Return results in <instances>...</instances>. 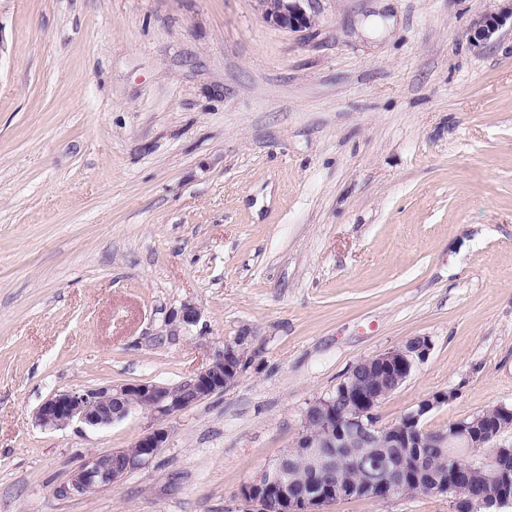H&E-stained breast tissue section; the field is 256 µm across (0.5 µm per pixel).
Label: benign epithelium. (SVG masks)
Returning a JSON list of instances; mask_svg holds the SVG:
<instances>
[{
  "instance_id": "7a95c632",
  "label": "benign epithelium",
  "mask_w": 512,
  "mask_h": 512,
  "mask_svg": "<svg viewBox=\"0 0 512 512\" xmlns=\"http://www.w3.org/2000/svg\"><path fill=\"white\" fill-rule=\"evenodd\" d=\"M263 19L290 32H302L318 23V13L308 12L304 0H257ZM498 11L474 22L473 39L484 44L493 39L506 24L512 25V0H499ZM201 318L199 309L183 305L171 313L169 323L177 329L188 330ZM248 333L242 332L224 341L211 363L190 379L174 386H160L151 382H135L99 388L66 390L43 401L35 412V423L44 429H60L73 423L99 428L112 425L129 416L141 414L150 424L133 444L135 452L124 449L96 455L86 460L72 474L61 492L65 495H84L112 487L127 474L150 463L165 447L169 430L164 422L184 413L209 397L232 387L252 361L251 347L243 345ZM432 342L427 336H414L402 345L356 363L345 378L328 396L311 401L303 416L302 430L294 447L305 448L321 456L329 448H340L348 440H356L360 447L382 444L390 448H410L417 437L427 432L423 427L428 414L449 403L452 392H437L421 400L418 406L404 415L397 428L380 423L376 410L390 394L398 390L411 376L417 364L429 354ZM380 374L386 383L374 391H367L362 380ZM504 421L490 433L460 420L434 434V440L443 447L454 449L448 455V471L458 464L479 462V469L496 478L503 473L502 461L512 456V442L506 444L507 430L512 426V408L499 406ZM355 466L369 472L364 483L350 485L338 477L327 484L313 485L293 492L288 471V455H283L270 467L241 488V497L251 505L249 512H321L323 506L339 500L357 498H390L406 490V477L420 462L408 456L397 460L379 458L359 460ZM426 496L448 497L454 502L472 501L468 486L450 477L431 478L423 484Z\"/></svg>"
}]
</instances>
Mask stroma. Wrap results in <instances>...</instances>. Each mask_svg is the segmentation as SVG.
<instances>
[{
  "mask_svg": "<svg viewBox=\"0 0 512 512\" xmlns=\"http://www.w3.org/2000/svg\"><path fill=\"white\" fill-rule=\"evenodd\" d=\"M313 7L291 33L257 0H0V512H244L307 404L413 336L381 422L512 407V29L469 38L498 0ZM244 330L250 366L149 466L62 494L149 421L45 430V399L178 384ZM201 318V312L197 307L191 304H184L179 310L173 311L169 317V323L175 327L170 330V335H176L178 328L189 330L196 325Z\"/></svg>",
  "mask_w": 512,
  "mask_h": 512,
  "instance_id": "obj_1",
  "label": "stroma"
}]
</instances>
